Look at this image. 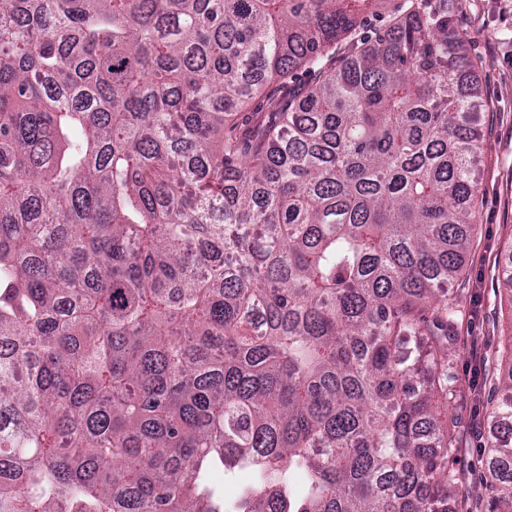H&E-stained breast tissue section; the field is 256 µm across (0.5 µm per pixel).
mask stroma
<instances>
[{
    "mask_svg": "<svg viewBox=\"0 0 512 512\" xmlns=\"http://www.w3.org/2000/svg\"><path fill=\"white\" fill-rule=\"evenodd\" d=\"M452 13L467 37V58L481 72L485 103L477 230L466 270L454 285L458 315L448 366L459 438V451L449 464L473 487L485 482L480 459L487 435L486 397L495 386L491 369L512 341V291L499 274L501 249L512 242V64L503 58L512 50V23L501 20L498 0H454ZM477 336L484 343L487 365L479 375L471 367V344Z\"/></svg>",
    "mask_w": 512,
    "mask_h": 512,
    "instance_id": "35a3bbf8",
    "label": "stroma"
}]
</instances>
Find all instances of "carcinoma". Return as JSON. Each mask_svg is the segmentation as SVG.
I'll return each instance as SVG.
<instances>
[{
  "instance_id": "cac0c4a2",
  "label": "carcinoma",
  "mask_w": 512,
  "mask_h": 512,
  "mask_svg": "<svg viewBox=\"0 0 512 512\" xmlns=\"http://www.w3.org/2000/svg\"><path fill=\"white\" fill-rule=\"evenodd\" d=\"M389 2L0 3V512H455L482 90L448 0L355 44ZM269 109L267 100L256 99L249 103L240 113L238 129L241 132L251 131L259 120L267 117Z\"/></svg>"
}]
</instances>
